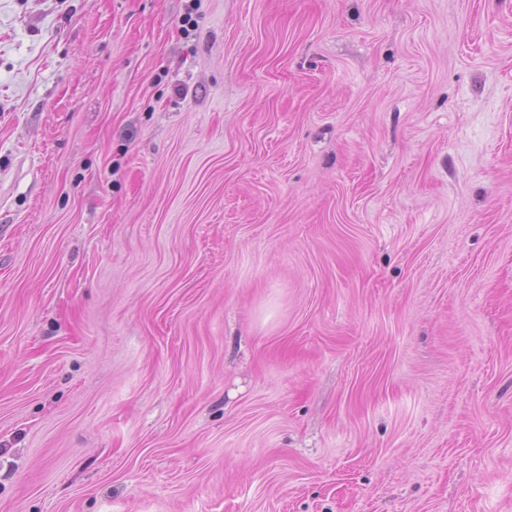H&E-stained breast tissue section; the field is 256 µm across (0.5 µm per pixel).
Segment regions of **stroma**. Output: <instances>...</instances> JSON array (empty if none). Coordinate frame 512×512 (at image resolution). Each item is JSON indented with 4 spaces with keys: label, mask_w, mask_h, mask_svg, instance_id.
I'll list each match as a JSON object with an SVG mask.
<instances>
[{
    "label": "stroma",
    "mask_w": 512,
    "mask_h": 512,
    "mask_svg": "<svg viewBox=\"0 0 512 512\" xmlns=\"http://www.w3.org/2000/svg\"><path fill=\"white\" fill-rule=\"evenodd\" d=\"M0 512H512V0H0Z\"/></svg>",
    "instance_id": "1"
}]
</instances>
